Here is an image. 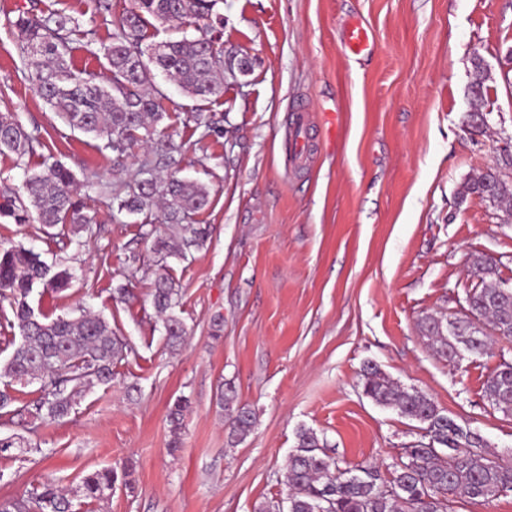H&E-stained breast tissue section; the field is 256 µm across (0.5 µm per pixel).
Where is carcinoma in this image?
Instances as JSON below:
<instances>
[{
	"label": "carcinoma",
	"instance_id": "carcinoma-1",
	"mask_svg": "<svg viewBox=\"0 0 512 512\" xmlns=\"http://www.w3.org/2000/svg\"><path fill=\"white\" fill-rule=\"evenodd\" d=\"M213 6L212 0H131L113 24L110 43L102 47L109 73L105 82L71 62V35L76 32L86 38V51L97 55L92 49L94 31L81 30L78 18L55 11L40 16L22 12L13 22L22 51L31 60L28 80L67 125L104 140L103 149L118 158L140 143L149 147L150 157L142 163L148 177L126 183L112 199L118 202V212L128 215L148 217L162 208L165 223L178 229L172 235L154 227L147 233L151 250L163 262L183 259L186 249L204 244L207 229L195 224L194 216L208 206L209 192L205 185L178 176L182 145L159 129L168 117L167 96L154 88L155 72L173 79L184 94L207 99L223 89L224 45L212 36H184L144 48L143 30L151 18L195 25L209 17ZM489 80L488 69L474 57L471 93L475 98L484 97ZM43 146L38 129H27L14 112L0 113L1 154H12L21 163ZM75 186V174L55 162L24 181L27 200L12 189L0 192V220L49 228L68 225L75 235L87 231L92 217L84 213ZM466 189L497 204H512V183L492 167L474 174ZM470 264L482 287L468 292L466 311L446 322L431 315L419 322L422 335L445 358L460 356L462 349L484 354L494 333L512 339V297L500 288L495 261L476 255ZM72 278L70 269L52 268L22 243L0 247V297L11 301L21 336L11 357L0 365V410L14 402L9 386L15 380L41 381L42 396L28 407L33 414L54 420L68 416L84 392L112 381V368L124 358L126 344L104 317L84 312L49 320L35 314L29 302L34 289L60 293L69 288ZM176 295V283L163 265L151 297L173 350L187 334L174 313ZM363 388L378 405L424 424L429 441L403 449L390 477L383 480L374 465L359 468L358 475L340 469L318 435L300 429L288 461V512H448L450 495L487 500L512 492V455L505 459L487 452L478 431L441 413L430 397L399 388L372 366L365 371ZM484 392L493 407L512 414L511 361L496 367ZM234 400L232 387L218 392L229 435L240 442L254 430L255 417L250 409L234 405ZM189 407L188 400L179 398L169 410L171 448L179 447V431ZM116 480L112 470L94 471L82 478L79 493L85 499L102 500ZM33 507L38 512H68L69 502L51 482L31 501L0 499V512H28Z\"/></svg>",
	"mask_w": 512,
	"mask_h": 512
}]
</instances>
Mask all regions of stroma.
Returning <instances> with one entry per match:
<instances>
[{
  "label": "stroma",
  "mask_w": 512,
  "mask_h": 512,
  "mask_svg": "<svg viewBox=\"0 0 512 512\" xmlns=\"http://www.w3.org/2000/svg\"><path fill=\"white\" fill-rule=\"evenodd\" d=\"M23 10L78 17L102 45L114 20L94 0H0V112L39 128L46 144L21 166L0 155V188L20 187L49 156L77 178L97 173L109 190L78 188L91 234L0 223V243L23 242L73 269L68 290L34 291L37 312L92 309L132 351L62 420L0 410V436L32 447L0 456V498L51 481L71 512H255L285 498L301 428L340 468L373 464L388 477L425 431L365 395L370 365L477 429L490 451L512 453V414L484 393L490 372L512 361V340L451 361L419 329L422 316L460 312L479 282L471 256L493 258L499 278L512 279V215L466 190L471 174L512 154V0H216L211 34L246 70H225L222 92L206 100L155 79L169 98L165 123L185 144L180 174L210 193L198 217L205 244L168 262L188 330L175 352L150 302L157 256L142 219L118 213L109 194L137 176L148 149L136 145L114 165L100 140L37 95L12 26ZM350 20L374 31L368 57L341 46ZM476 54L491 75L480 100L469 90ZM299 105L308 152L296 159L289 128ZM191 112L214 116L215 131L196 129ZM472 112L486 113L487 127L467 129ZM223 383L256 419L238 443L216 404ZM181 397L190 408L173 449L167 414ZM103 469L130 479L103 500L79 496L82 478Z\"/></svg>",
  "instance_id": "stroma-1"
}]
</instances>
